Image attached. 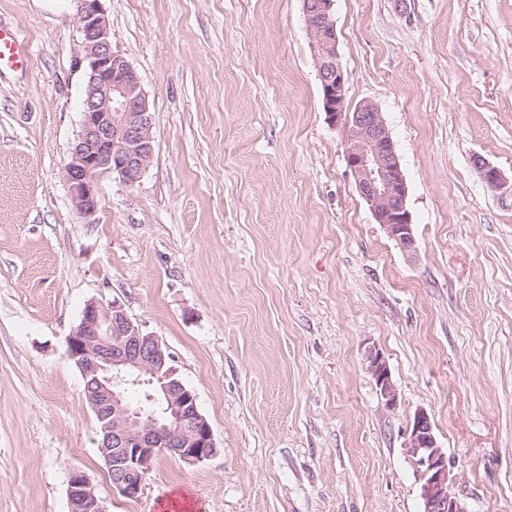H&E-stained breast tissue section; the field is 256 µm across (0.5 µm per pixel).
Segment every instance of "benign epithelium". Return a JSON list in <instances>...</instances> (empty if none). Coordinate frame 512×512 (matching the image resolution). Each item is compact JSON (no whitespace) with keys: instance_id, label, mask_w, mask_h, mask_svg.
<instances>
[{"instance_id":"benign-epithelium-1","label":"benign epithelium","mask_w":512,"mask_h":512,"mask_svg":"<svg viewBox=\"0 0 512 512\" xmlns=\"http://www.w3.org/2000/svg\"><path fill=\"white\" fill-rule=\"evenodd\" d=\"M302 3L324 112L346 132V165L375 222L411 258L417 248L406 207L407 186L389 129L376 105L363 102L351 110L345 103L347 75L338 60L334 0ZM77 28L85 83L83 119L63 178L74 208L91 218L99 179L116 174L127 184L138 182L153 161L154 139L140 76L112 50L101 0H80ZM474 165L488 186L502 185L497 167L479 156ZM67 355L86 382L87 401L103 436L101 449L113 484L124 497L139 496L149 464L158 455L196 463L215 453L211 427L198 410L194 392L178 378L159 339L135 324L120 303L88 302L67 338ZM365 360L385 405L396 407L398 394L384 356L370 347ZM129 384L150 386L149 400L160 402L163 414L134 408L125 397ZM404 448L423 512H465L451 491V464L425 411L414 414ZM68 500L70 512H107L81 472L69 477Z\"/></svg>"}]
</instances>
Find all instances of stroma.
Segmentation results:
<instances>
[{
	"instance_id": "1",
	"label": "stroma",
	"mask_w": 512,
	"mask_h": 512,
	"mask_svg": "<svg viewBox=\"0 0 512 512\" xmlns=\"http://www.w3.org/2000/svg\"><path fill=\"white\" fill-rule=\"evenodd\" d=\"M155 156L63 169L84 98L78 0H0L32 49L0 74V512H422L404 445L425 410L465 512H512V0H335L346 105H377L417 254L376 224L321 104L301 0H103ZM482 157L504 181L490 189ZM119 302L173 357L216 453L113 486L66 341ZM399 393L387 408L365 352ZM68 500L71 512H107L88 477L81 472H73L69 477Z\"/></svg>"
}]
</instances>
